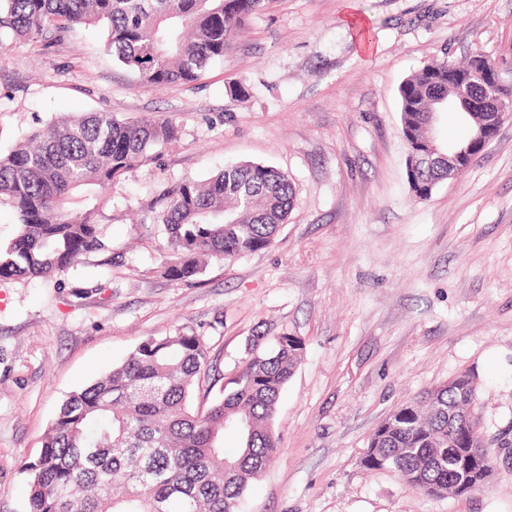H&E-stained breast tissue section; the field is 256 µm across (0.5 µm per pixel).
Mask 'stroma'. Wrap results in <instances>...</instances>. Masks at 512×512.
<instances>
[{
	"mask_svg": "<svg viewBox=\"0 0 512 512\" xmlns=\"http://www.w3.org/2000/svg\"><path fill=\"white\" fill-rule=\"evenodd\" d=\"M478 53L512 81V0H268L199 80L160 89L132 84L98 26L0 51L2 151L94 111L180 130L106 190L105 250L53 277L0 279V512H27L23 465L67 395L179 329L203 336L227 380L251 336L304 343L274 420L280 451L245 512H512V451L460 496L361 463L390 412L464 372L479 376L483 434L512 433V123L425 201L401 134L411 72ZM243 160L288 172L287 224L269 248L172 280L158 195Z\"/></svg>",
	"mask_w": 512,
	"mask_h": 512,
	"instance_id": "obj_1",
	"label": "stroma"
}]
</instances>
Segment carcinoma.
Segmentation results:
<instances>
[{
    "label": "carcinoma",
    "mask_w": 512,
    "mask_h": 512,
    "mask_svg": "<svg viewBox=\"0 0 512 512\" xmlns=\"http://www.w3.org/2000/svg\"><path fill=\"white\" fill-rule=\"evenodd\" d=\"M265 0H0V47H49L78 25L106 27V48L139 85L199 79L224 56V45ZM481 54L458 65L446 58L416 69L399 88L407 151L427 139L421 113L448 101V69L468 72ZM167 118L124 122L110 112L56 119L0 152V201L18 216L17 236L0 246V278L51 277L80 256L105 249L99 216L103 190L178 139ZM413 196L427 200L448 165L411 167ZM81 190L84 205L69 207ZM288 175L271 165H227L204 181L187 180L162 195L153 218L178 262L170 276L198 277L211 259L233 261L269 247L294 201ZM250 341L232 387L204 408L194 393L219 378L203 338L177 330L148 336L121 364L64 400L29 475L28 512H240L251 484L279 452L273 428L284 386L301 361L303 342L286 334ZM476 376L462 373L397 407L372 432L362 464L398 469L430 497L463 495L475 483L468 449L494 470L498 448L480 435L471 409ZM231 429L240 446L224 448Z\"/></svg>",
    "instance_id": "cac0c4a2"
}]
</instances>
